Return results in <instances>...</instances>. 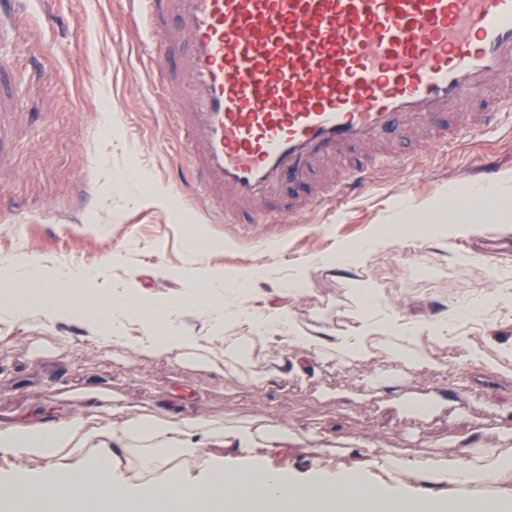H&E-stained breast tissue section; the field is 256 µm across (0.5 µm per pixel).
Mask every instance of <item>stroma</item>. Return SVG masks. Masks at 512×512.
<instances>
[{
    "label": "stroma",
    "mask_w": 512,
    "mask_h": 512,
    "mask_svg": "<svg viewBox=\"0 0 512 512\" xmlns=\"http://www.w3.org/2000/svg\"><path fill=\"white\" fill-rule=\"evenodd\" d=\"M152 55L174 70L186 47L162 50L135 25L126 0H27L14 34L0 41L19 100L17 110L0 115L14 133L11 160L0 165V265L19 253L52 265H93V291L126 283L166 297L187 287L189 249L208 240L220 248L204 254L203 264L267 266L268 303L286 305L305 331L345 335L368 308L430 320L474 300L469 325L451 322L448 334L467 337L491 358L512 347V298L502 295L512 291V223L441 241L399 236L356 265L303 268L338 244H362L399 201L421 204L449 185L482 182L487 165L512 171V117L444 147L399 142L394 166L374 169L359 198L317 201L309 184L294 183L266 212L227 224L215 217L211 196L181 184L187 150L160 120L171 106L146 70ZM292 196L308 201L293 216ZM301 272L305 294L275 296ZM373 285L371 308L365 290ZM224 333L218 372L205 368V350L149 360L100 345L86 326L0 311V418L78 413L89 426H105L114 404L151 414L170 402L224 425L277 423L298 444L256 454L302 480L367 448H464L487 459L512 431V364L479 367L424 339L414 350L434 359L431 368L403 363L381 345L361 361L314 357L307 372L294 374L284 367L293 347H263L240 359L232 317Z\"/></svg>",
    "instance_id": "stroma-1"
}]
</instances>
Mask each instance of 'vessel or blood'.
<instances>
[{"label": "vessel or blood", "mask_w": 512, "mask_h": 512, "mask_svg": "<svg viewBox=\"0 0 512 512\" xmlns=\"http://www.w3.org/2000/svg\"><path fill=\"white\" fill-rule=\"evenodd\" d=\"M151 38L187 39L163 74L191 185L225 216L261 212L286 179L375 147L318 199L358 195L388 161L383 143L429 144L512 112V0H128ZM178 26L169 30L167 15ZM489 87L480 111L470 100ZM454 116L455 129L430 125Z\"/></svg>", "instance_id": "b4317fda"}]
</instances>
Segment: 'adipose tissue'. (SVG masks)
Here are the masks:
<instances>
[{
	"label": "adipose tissue",
	"instance_id": "obj_1",
	"mask_svg": "<svg viewBox=\"0 0 512 512\" xmlns=\"http://www.w3.org/2000/svg\"><path fill=\"white\" fill-rule=\"evenodd\" d=\"M386 221L408 231L421 225L431 240L452 230L475 234L488 224H511L512 172L492 183L449 187L419 206L401 204ZM205 250L200 244L190 251L188 262L197 273L177 299L148 301L133 290L115 288L103 299L82 304L67 296L96 279L97 269L64 267L50 274L38 256L22 253L0 268V310L41 313L59 323L88 322L101 343L153 359H176L199 339L174 325L175 317L200 314L213 334H221L228 297L259 295L266 278L265 269L256 265L233 270L202 266ZM116 316L139 322L142 335L120 334L112 323ZM232 316L244 339L297 346L298 354L290 359L296 373L307 371L313 351L328 355L337 350L347 358L365 359L373 339L410 341L424 334L435 344H449L446 322L413 323L395 315L380 319L368 311L351 335L330 339L303 333L290 312L278 307L240 304ZM114 412L119 420L109 428L88 427L79 416L0 420V455L46 463L36 477L0 479V512H158L164 499L190 506L192 512H512L511 452L486 464L408 450L380 458L369 448L352 464L300 480L252 454L257 447H283L288 436L280 427H223L165 406L151 416L124 405ZM134 445L143 449V478L128 485L117 478L113 459ZM175 458L194 463L205 478L168 468ZM385 468L391 479L372 481L373 470ZM486 482L495 485L494 495L473 492V485Z\"/></svg>",
	"mask_w": 512,
	"mask_h": 512
}]
</instances>
